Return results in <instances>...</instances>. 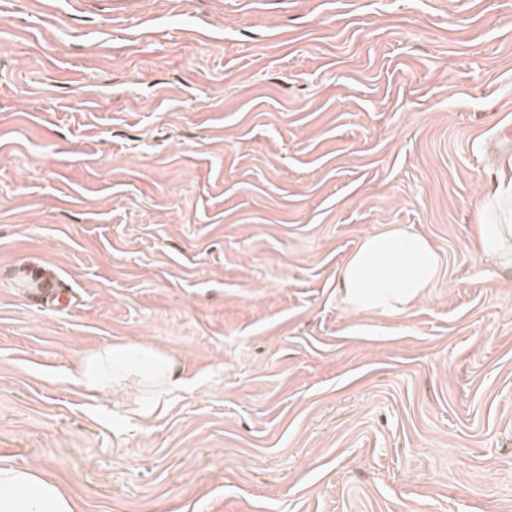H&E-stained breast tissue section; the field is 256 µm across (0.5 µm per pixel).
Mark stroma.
<instances>
[{
    "mask_svg": "<svg viewBox=\"0 0 512 512\" xmlns=\"http://www.w3.org/2000/svg\"><path fill=\"white\" fill-rule=\"evenodd\" d=\"M506 124L512 0H0V463L81 512H512ZM393 225L440 279L353 312ZM112 343L188 381L161 417L66 380ZM486 213L477 224V247L482 258L503 270L512 269V160L499 174L496 192L485 206ZM441 267L427 237L395 225L359 242L338 272L337 288L352 311L394 316L425 296Z\"/></svg>",
    "mask_w": 512,
    "mask_h": 512,
    "instance_id": "35a3bbf8",
    "label": "stroma"
}]
</instances>
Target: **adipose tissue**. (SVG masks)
<instances>
[{
	"label": "adipose tissue",
	"mask_w": 512,
	"mask_h": 512,
	"mask_svg": "<svg viewBox=\"0 0 512 512\" xmlns=\"http://www.w3.org/2000/svg\"><path fill=\"white\" fill-rule=\"evenodd\" d=\"M487 216L477 226L482 258L498 268L512 269V160L499 174L496 192L486 203ZM441 257L424 235L392 226L362 239L341 266L337 288L357 312L394 316L411 309L440 276ZM157 376L163 398L141 407L150 417L165 405L166 396L182 391L186 382L170 358L145 347L112 344L85 357L68 380L87 391L102 393L143 373ZM0 512H78L76 502L51 478L32 469L0 466Z\"/></svg>",
	"instance_id": "ef3b65f1"
}]
</instances>
